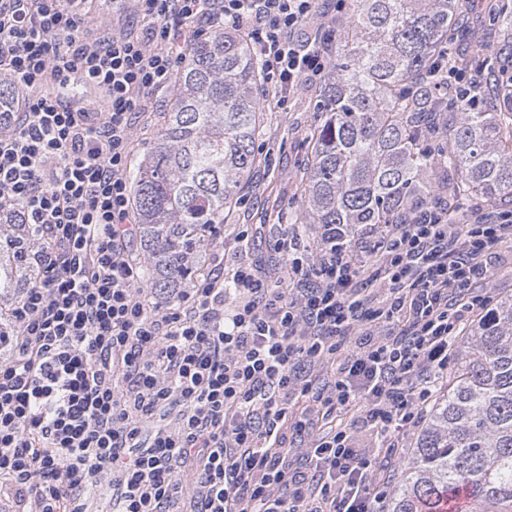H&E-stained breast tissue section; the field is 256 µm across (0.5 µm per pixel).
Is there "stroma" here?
<instances>
[{
	"label": "stroma",
	"mask_w": 512,
	"mask_h": 512,
	"mask_svg": "<svg viewBox=\"0 0 512 512\" xmlns=\"http://www.w3.org/2000/svg\"><path fill=\"white\" fill-rule=\"evenodd\" d=\"M487 0H475L460 19L459 48L489 54L500 37L490 30L483 15ZM316 86L299 85L285 99L264 97L263 135L255 143L257 165L242 191L240 204L224 213L225 268L253 262L277 269L282 261L272 243L285 229L299 235L302 245L315 249L323 229L318 224H290L289 214L298 212L304 197L303 172L310 157V135L319 124ZM169 92H161L133 119V156L142 158L155 142L161 115L169 111ZM254 224L258 230L248 242H235L239 225Z\"/></svg>",
	"instance_id": "stroma-1"
}]
</instances>
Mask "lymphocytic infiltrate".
<instances>
[{
    "label": "lymphocytic infiltrate",
    "instance_id": "lymphocytic-infiltrate-1",
    "mask_svg": "<svg viewBox=\"0 0 512 512\" xmlns=\"http://www.w3.org/2000/svg\"><path fill=\"white\" fill-rule=\"evenodd\" d=\"M86 0H0V81L19 113L0 129V211L34 231L35 279L0 312V512H384L399 437L419 427L471 316L485 310L512 209L452 224L421 206L370 240L371 278L328 229L308 260L273 248L297 277L211 269L149 298L135 234L131 115L170 88L186 48L214 27L242 32L276 97L321 76L335 28L298 32L320 0H116L139 37L84 30ZM100 89L96 112L68 102ZM435 90L476 107L474 76L434 69ZM331 363L333 379L310 380ZM175 427L144 435L158 413Z\"/></svg>",
    "mask_w": 512,
    "mask_h": 512
}]
</instances>
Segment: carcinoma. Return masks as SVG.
Here are the masks:
<instances>
[{"label": "carcinoma", "mask_w": 512, "mask_h": 512, "mask_svg": "<svg viewBox=\"0 0 512 512\" xmlns=\"http://www.w3.org/2000/svg\"><path fill=\"white\" fill-rule=\"evenodd\" d=\"M461 0H352L336 32V58L319 91L324 113L311 137L302 224L336 225L350 243L368 226L394 224L429 202L446 172L448 217L469 205L512 202V93L482 83V104L460 110L429 88L431 68L456 54ZM502 33L488 75L512 63V0H489ZM174 101L152 151L130 178L143 246L144 284L162 295L193 283L209 225L239 199L256 164L264 75L247 38L209 32L177 68ZM8 230L31 240L17 213ZM0 261V291L26 271ZM446 391L431 409L388 512H437L461 492L471 512H512V298L488 310L463 342Z\"/></svg>", "instance_id": "carcinoma-1"}]
</instances>
